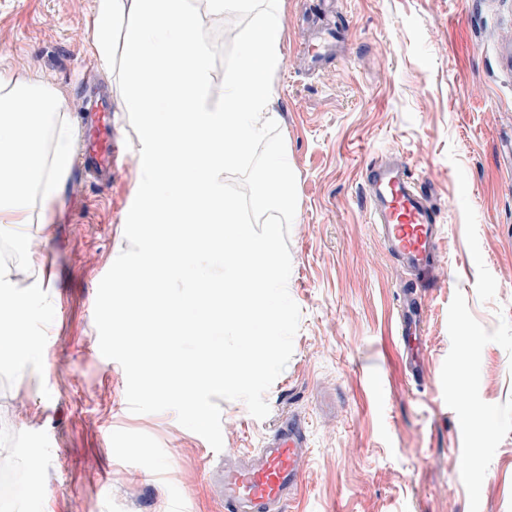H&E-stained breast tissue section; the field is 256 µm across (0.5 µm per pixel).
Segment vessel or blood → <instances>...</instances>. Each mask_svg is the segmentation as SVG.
<instances>
[{
    "instance_id": "b4317fda",
    "label": "vessel or blood",
    "mask_w": 512,
    "mask_h": 512,
    "mask_svg": "<svg viewBox=\"0 0 512 512\" xmlns=\"http://www.w3.org/2000/svg\"><path fill=\"white\" fill-rule=\"evenodd\" d=\"M83 115L78 165L87 180L111 184L125 163L113 102L103 98L86 101ZM365 177L372 222L379 237L417 284L433 286L435 244L442 226L431 194L419 185L403 159L372 164ZM422 324V310L414 296H403L398 333L408 341L409 369L414 374L422 368L418 340ZM308 458V442L301 423L281 417L262 448L225 466L219 480L224 512H281L284 502L297 493Z\"/></svg>"
}]
</instances>
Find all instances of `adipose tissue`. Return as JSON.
<instances>
[{
  "label": "adipose tissue",
  "mask_w": 512,
  "mask_h": 512,
  "mask_svg": "<svg viewBox=\"0 0 512 512\" xmlns=\"http://www.w3.org/2000/svg\"><path fill=\"white\" fill-rule=\"evenodd\" d=\"M72 159L61 94L0 73V229L23 234Z\"/></svg>",
  "instance_id": "1"
}]
</instances>
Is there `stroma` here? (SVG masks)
<instances>
[{"mask_svg":"<svg viewBox=\"0 0 512 512\" xmlns=\"http://www.w3.org/2000/svg\"><path fill=\"white\" fill-rule=\"evenodd\" d=\"M96 0H0V71L39 72L68 121L110 82L91 46ZM285 0L274 109L297 180L288 290L301 310L267 418L221 401L223 449L173 412L132 413L99 350L100 280L129 243L135 165L100 185L67 171L31 233L23 334L35 354L0 371V433L42 463L20 512H224L212 479L300 415L310 460L285 512H512V0ZM347 42L321 71L301 46L326 23ZM402 156L444 226L425 288L413 379L396 336L410 274L369 222L363 173ZM470 419H461L460 404Z\"/></svg>","mask_w":512,"mask_h":512,"instance_id":"1","label":"stroma"}]
</instances>
